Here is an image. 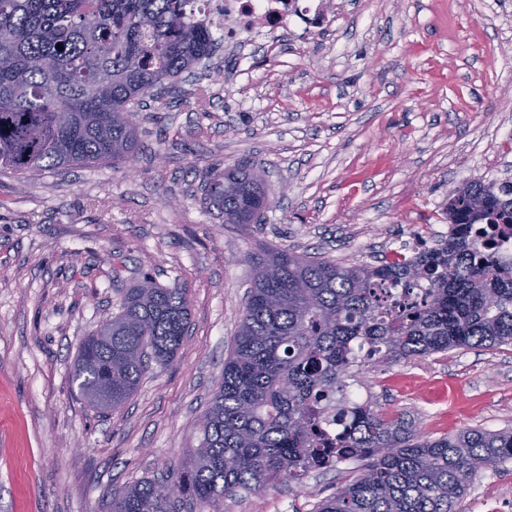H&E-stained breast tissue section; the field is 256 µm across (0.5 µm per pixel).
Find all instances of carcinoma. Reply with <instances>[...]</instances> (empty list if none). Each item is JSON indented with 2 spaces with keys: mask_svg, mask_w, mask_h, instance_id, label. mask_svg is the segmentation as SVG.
Instances as JSON below:
<instances>
[{
  "mask_svg": "<svg viewBox=\"0 0 512 512\" xmlns=\"http://www.w3.org/2000/svg\"><path fill=\"white\" fill-rule=\"evenodd\" d=\"M191 0H0V169L117 163L138 147L143 98L211 56L213 29ZM63 49H57V45ZM206 208L260 224L270 206L247 164L207 176ZM454 228L434 248L345 266L271 249L250 257L252 289L199 425L166 480L108 493L109 512H173L172 487L201 512L239 490L262 495L355 461L316 512H453L485 466L512 460V432L429 438L366 402L350 405L352 369L512 345V261L462 224L512 225V183L471 181L448 195ZM190 327L179 288L149 277L79 345L74 379L94 409L114 410L148 368L174 359ZM336 405L330 436L320 416Z\"/></svg>",
  "mask_w": 512,
  "mask_h": 512,
  "instance_id": "1",
  "label": "carcinoma"
}]
</instances>
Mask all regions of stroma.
Returning a JSON list of instances; mask_svg holds the SVG:
<instances>
[{
	"label": "stroma",
	"instance_id": "35a3bbf8",
	"mask_svg": "<svg viewBox=\"0 0 512 512\" xmlns=\"http://www.w3.org/2000/svg\"><path fill=\"white\" fill-rule=\"evenodd\" d=\"M328 2L322 27L222 42L147 98L132 159L0 171V512H108V489L196 447L250 287L246 253L373 264L401 238L434 246L450 191L512 179V0ZM243 161L272 200L260 224L201 203L206 174ZM146 276L183 289L185 343L97 412L72 380L79 342ZM356 387L433 438L512 431V345L367 363ZM346 469L239 492L223 512H315ZM454 509L512 512V461L482 469Z\"/></svg>",
	"mask_w": 512,
	"mask_h": 512
}]
</instances>
